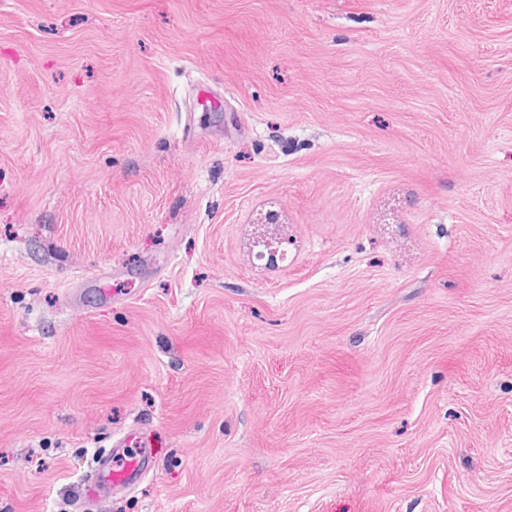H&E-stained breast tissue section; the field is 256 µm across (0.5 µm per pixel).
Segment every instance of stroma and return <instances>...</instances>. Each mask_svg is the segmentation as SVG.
<instances>
[{
	"instance_id": "stroma-1",
	"label": "stroma",
	"mask_w": 512,
	"mask_h": 512,
	"mask_svg": "<svg viewBox=\"0 0 512 512\" xmlns=\"http://www.w3.org/2000/svg\"><path fill=\"white\" fill-rule=\"evenodd\" d=\"M133 429L91 512H512V0H0V512ZM137 432H131L120 441L117 455L125 453L128 448H135V453L128 457L120 469L113 468L112 458L102 456L97 459L95 467L80 484L78 510H85L86 504L101 501L112 495L117 489L125 488L148 473L153 466L151 448H146Z\"/></svg>"
}]
</instances>
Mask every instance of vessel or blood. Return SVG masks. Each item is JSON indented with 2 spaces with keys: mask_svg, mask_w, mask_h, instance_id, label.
Masks as SVG:
<instances>
[{
  "mask_svg": "<svg viewBox=\"0 0 512 512\" xmlns=\"http://www.w3.org/2000/svg\"><path fill=\"white\" fill-rule=\"evenodd\" d=\"M119 447L131 452L124 466L117 469L113 467L110 457L98 458L95 467L80 485L79 504L86 505L108 498L112 492L133 484L151 470L152 451L144 446L138 433L132 432L125 435Z\"/></svg>",
  "mask_w": 512,
  "mask_h": 512,
  "instance_id": "b4317fda",
  "label": "vessel or blood"
}]
</instances>
